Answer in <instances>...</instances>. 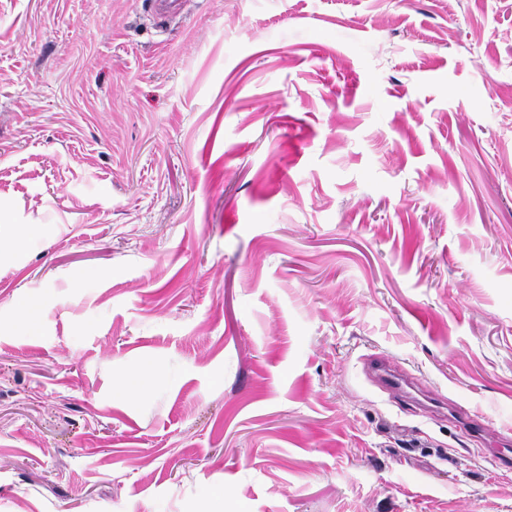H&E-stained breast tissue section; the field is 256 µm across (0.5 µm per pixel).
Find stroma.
<instances>
[{
	"mask_svg": "<svg viewBox=\"0 0 512 512\" xmlns=\"http://www.w3.org/2000/svg\"><path fill=\"white\" fill-rule=\"evenodd\" d=\"M370 355L512 423V0H0V512H512Z\"/></svg>",
	"mask_w": 512,
	"mask_h": 512,
	"instance_id": "stroma-1",
	"label": "stroma"
}]
</instances>
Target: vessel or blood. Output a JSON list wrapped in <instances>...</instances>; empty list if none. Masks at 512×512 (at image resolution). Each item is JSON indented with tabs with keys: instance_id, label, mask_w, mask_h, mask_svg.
<instances>
[{
	"instance_id": "vessel-or-blood-1",
	"label": "vessel or blood",
	"mask_w": 512,
	"mask_h": 512,
	"mask_svg": "<svg viewBox=\"0 0 512 512\" xmlns=\"http://www.w3.org/2000/svg\"><path fill=\"white\" fill-rule=\"evenodd\" d=\"M366 373L385 392L414 403L423 411L448 417L463 434L483 440L492 448L497 465L512 469V441L505 439L499 427L487 419L461 412L448 404L443 394L425 387L388 358L371 357Z\"/></svg>"
}]
</instances>
